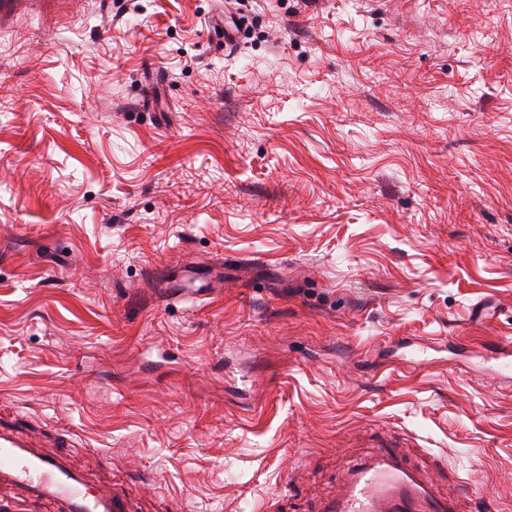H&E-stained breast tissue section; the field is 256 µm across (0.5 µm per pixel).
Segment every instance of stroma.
Listing matches in <instances>:
<instances>
[{
	"label": "stroma",
	"instance_id": "1",
	"mask_svg": "<svg viewBox=\"0 0 512 512\" xmlns=\"http://www.w3.org/2000/svg\"><path fill=\"white\" fill-rule=\"evenodd\" d=\"M508 339L512 0L0 23V422L87 485L318 512L392 443L458 512H512Z\"/></svg>",
	"mask_w": 512,
	"mask_h": 512
}]
</instances>
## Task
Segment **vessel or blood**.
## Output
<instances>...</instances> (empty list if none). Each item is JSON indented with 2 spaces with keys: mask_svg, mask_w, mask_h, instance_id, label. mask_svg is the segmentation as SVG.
Returning a JSON list of instances; mask_svg holds the SVG:
<instances>
[{
  "mask_svg": "<svg viewBox=\"0 0 512 512\" xmlns=\"http://www.w3.org/2000/svg\"><path fill=\"white\" fill-rule=\"evenodd\" d=\"M0 482L14 485L22 498L53 501L57 512H134L125 495L83 483L63 456L24 447L6 432L0 433ZM323 512H456V505L384 447L347 470Z\"/></svg>",
  "mask_w": 512,
  "mask_h": 512,
  "instance_id": "b4317fda",
  "label": "vessel or blood"
}]
</instances>
